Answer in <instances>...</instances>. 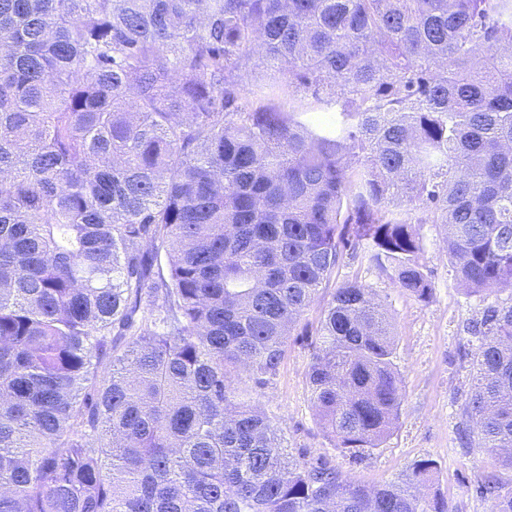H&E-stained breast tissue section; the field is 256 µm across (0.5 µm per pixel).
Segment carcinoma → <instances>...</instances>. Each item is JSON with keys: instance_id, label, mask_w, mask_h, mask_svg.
<instances>
[{"instance_id": "obj_1", "label": "carcinoma", "mask_w": 512, "mask_h": 512, "mask_svg": "<svg viewBox=\"0 0 512 512\" xmlns=\"http://www.w3.org/2000/svg\"><path fill=\"white\" fill-rule=\"evenodd\" d=\"M417 224L469 291L512 288V0H0V512H448L434 461L356 484L236 383L347 252L428 300ZM467 333L462 417L512 470V295ZM395 358L336 288L307 374L335 447L390 434Z\"/></svg>"}]
</instances>
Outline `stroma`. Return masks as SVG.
<instances>
[{
  "instance_id": "1",
  "label": "stroma",
  "mask_w": 512,
  "mask_h": 512,
  "mask_svg": "<svg viewBox=\"0 0 512 512\" xmlns=\"http://www.w3.org/2000/svg\"><path fill=\"white\" fill-rule=\"evenodd\" d=\"M416 230L423 242L421 261L434 285L430 300L397 288L389 272L354 253L343 257L301 319L310 331L316 330L343 282L356 281L374 290L396 335L395 363L404 390L396 425L382 445L355 457L334 448L326 437L310 402L309 336L291 342L277 374L255 388L253 399L283 428L293 455H306L367 486L403 482L419 461L431 459L437 468L427 491L447 501L448 512H491L478 485L493 472L494 456L476 444L462 443L460 431L476 346L467 327L492 298L468 293L450 275L445 225L420 224Z\"/></svg>"
}]
</instances>
